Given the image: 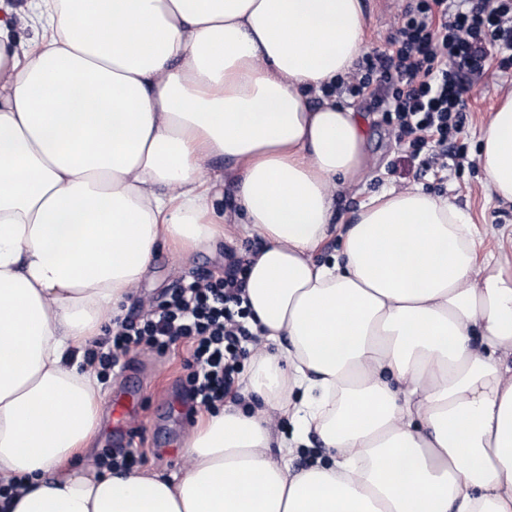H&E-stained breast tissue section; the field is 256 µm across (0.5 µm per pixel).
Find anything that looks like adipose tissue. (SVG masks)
<instances>
[{"label": "adipose tissue", "mask_w": 512, "mask_h": 512, "mask_svg": "<svg viewBox=\"0 0 512 512\" xmlns=\"http://www.w3.org/2000/svg\"><path fill=\"white\" fill-rule=\"evenodd\" d=\"M366 49L361 0H0V512H512V231L482 251L418 188L338 228L368 131L324 89ZM481 142L512 202V95ZM235 234L252 412L204 415L179 471L86 467L85 347L159 246Z\"/></svg>", "instance_id": "ef3b65f1"}]
</instances>
